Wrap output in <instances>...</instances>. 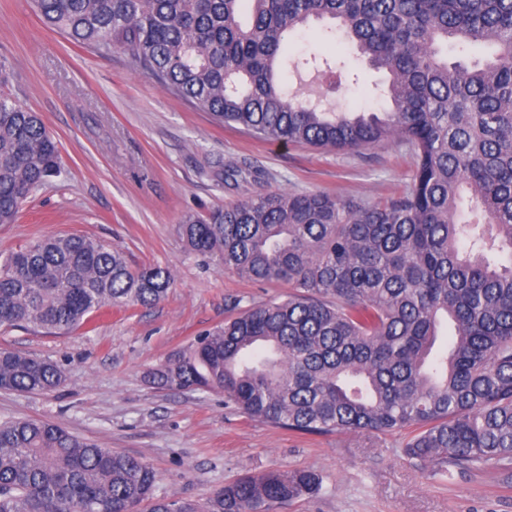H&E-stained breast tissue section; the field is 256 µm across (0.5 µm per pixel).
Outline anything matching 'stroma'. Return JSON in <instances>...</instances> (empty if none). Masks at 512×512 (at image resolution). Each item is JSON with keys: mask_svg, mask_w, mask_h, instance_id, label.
I'll list each match as a JSON object with an SVG mask.
<instances>
[{"mask_svg": "<svg viewBox=\"0 0 512 512\" xmlns=\"http://www.w3.org/2000/svg\"><path fill=\"white\" fill-rule=\"evenodd\" d=\"M326 28L310 23L290 52L335 60L340 111L384 107L387 71L370 67ZM0 60L12 73L8 94L40 114L62 157L61 174L31 195L15 223L0 224V255L78 234L121 250L132 266L165 267L175 278L158 304L107 308L68 333L0 327V347L54 362L64 373L49 393L0 391V421H49L138 457L157 471L159 494L173 499L202 502L240 476L308 469L321 491L276 512H512V470L434 474L403 455L406 431L295 433L246 417L222 393L160 390L146 378L239 309L288 292L239 280L215 257L189 251L177 230L183 215L274 190L386 198L410 182L408 144L320 151L216 124L121 51L100 53L48 28L30 0H0ZM217 156L251 163L263 182L225 183L209 165Z\"/></svg>", "mask_w": 512, "mask_h": 512, "instance_id": "1", "label": "stroma"}]
</instances>
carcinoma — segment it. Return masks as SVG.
I'll list each match as a JSON object with an SVG mask.
<instances>
[{
    "instance_id": "carcinoma-1",
    "label": "carcinoma",
    "mask_w": 512,
    "mask_h": 512,
    "mask_svg": "<svg viewBox=\"0 0 512 512\" xmlns=\"http://www.w3.org/2000/svg\"><path fill=\"white\" fill-rule=\"evenodd\" d=\"M71 42L128 54L167 91L270 141L413 150L409 187L385 201L268 191L186 214L188 247L240 279L288 285L168 355L162 389L218 390L242 414L302 434L408 431L433 469L512 465V0H33ZM328 19L387 69L389 108L338 112L290 91L281 56ZM487 45L448 61L442 47ZM224 181L261 169L224 163ZM61 173L39 114L0 93V224ZM108 244L72 234L0 257V326L65 333L105 306H153L174 287ZM46 360L0 348V389L47 392ZM156 471L49 422H0V512H273L321 488L269 470L204 504L158 493Z\"/></svg>"
}]
</instances>
